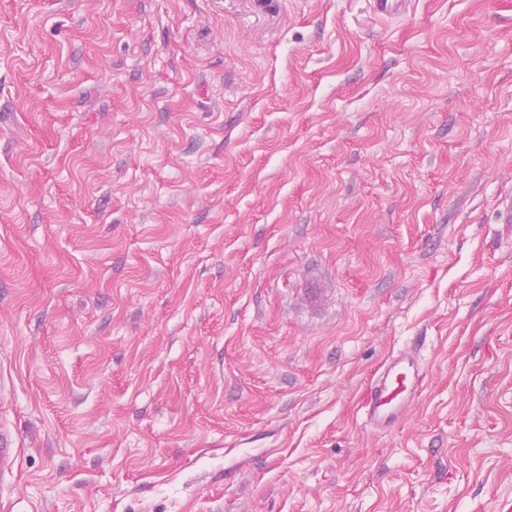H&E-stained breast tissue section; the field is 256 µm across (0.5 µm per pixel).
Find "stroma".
<instances>
[{
	"label": "stroma",
	"mask_w": 512,
	"mask_h": 512,
	"mask_svg": "<svg viewBox=\"0 0 512 512\" xmlns=\"http://www.w3.org/2000/svg\"><path fill=\"white\" fill-rule=\"evenodd\" d=\"M509 194L512 0H0V512H512ZM412 0H369L371 13L381 19H391L406 13ZM424 380V363L415 346L393 351L367 383L366 426L380 434L397 427L419 401ZM19 440L14 429L1 418L0 422V479L12 474L19 457Z\"/></svg>",
	"instance_id": "35a3bbf8"
}]
</instances>
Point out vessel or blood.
Masks as SVG:
<instances>
[{
  "mask_svg": "<svg viewBox=\"0 0 512 512\" xmlns=\"http://www.w3.org/2000/svg\"><path fill=\"white\" fill-rule=\"evenodd\" d=\"M371 13L391 19L406 13L412 0H368ZM425 380L419 350L412 345L393 351L370 377L365 392V423L384 434L397 427L417 404ZM19 457V440L14 429L0 422V478L13 473Z\"/></svg>",
  "mask_w": 512,
  "mask_h": 512,
  "instance_id": "vessel-or-blood-1",
  "label": "vessel or blood"
}]
</instances>
